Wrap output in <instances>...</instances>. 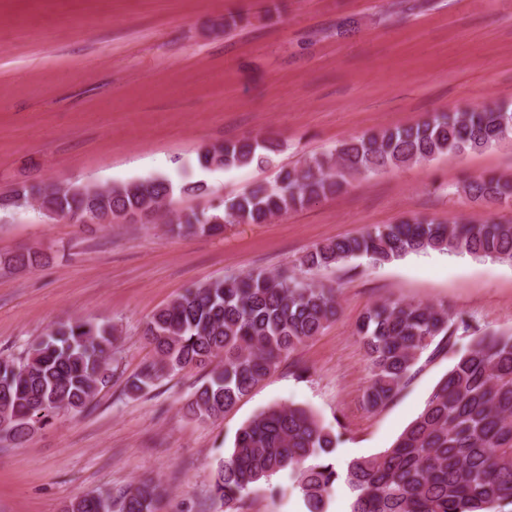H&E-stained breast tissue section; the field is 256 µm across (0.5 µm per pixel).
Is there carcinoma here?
Segmentation results:
<instances>
[{
	"instance_id": "1",
	"label": "carcinoma",
	"mask_w": 512,
	"mask_h": 512,
	"mask_svg": "<svg viewBox=\"0 0 512 512\" xmlns=\"http://www.w3.org/2000/svg\"><path fill=\"white\" fill-rule=\"evenodd\" d=\"M512 135V112L478 105L436 112L413 124L344 141L300 167H283L272 186L257 184L210 212L173 215L180 233H219L226 224H265L321 198L342 194L356 174L387 167L454 158L490 148ZM271 137H245L213 145L198 155L201 167L261 164L279 151ZM44 214L91 210L112 223L160 207L178 190L194 193L197 183L174 185L166 177L114 184L106 193L95 184L72 183L60 192L41 184L21 185ZM457 192L478 204L512 206V177L498 173L464 181ZM468 254L512 263V223L492 216L444 224L422 217L328 239L300 261L305 272L341 265L375 266L408 253ZM38 252H21L8 265L41 264ZM338 313L336 289L298 275L264 270L230 274L189 288L147 321L144 338L153 358L125 382L140 396L165 376L188 368H210L185 406L196 419L232 410L278 364L318 335ZM443 305L385 300L374 304L356 326L370 361L363 394L370 411L386 407L410 379L431 346L451 348L459 326ZM116 328L76 319L59 323L34 340L25 356L0 359V441L21 444L38 423L64 409L81 413L112 380ZM343 432L295 405L269 407L237 432L230 455L217 464L213 496L225 512H239L244 497L276 474L301 495L302 512H329L336 486L351 494L350 512H500L512 505V334L472 333L437 383L423 409L382 453L354 459L345 473L335 453ZM162 487L144 480L116 502L96 494L72 500L64 512H159Z\"/></svg>"
}]
</instances>
